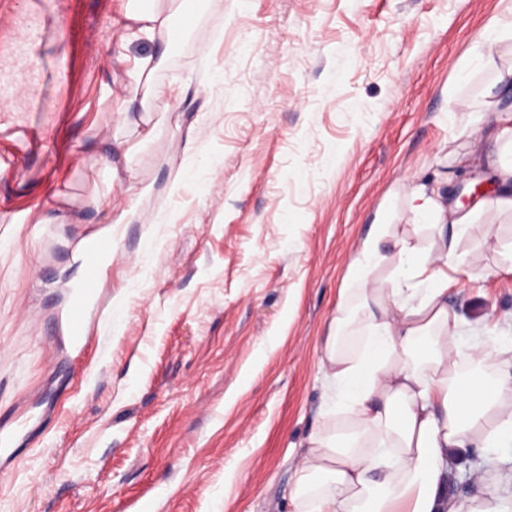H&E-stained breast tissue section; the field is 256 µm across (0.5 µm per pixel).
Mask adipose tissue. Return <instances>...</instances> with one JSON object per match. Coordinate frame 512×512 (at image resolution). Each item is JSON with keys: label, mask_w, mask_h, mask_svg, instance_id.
Returning <instances> with one entry per match:
<instances>
[{"label": "adipose tissue", "mask_w": 512, "mask_h": 512, "mask_svg": "<svg viewBox=\"0 0 512 512\" xmlns=\"http://www.w3.org/2000/svg\"><path fill=\"white\" fill-rule=\"evenodd\" d=\"M126 44L134 56L130 78L144 97L170 108L176 88L154 76L173 49L174 15L157 7L129 10ZM415 217L430 221L440 243L421 249L410 235L376 224L352 261L359 308L341 300L323 343L328 397L345 421L334 434L315 431L302 456L296 490L303 512H512V497L483 474L477 498L448 493L461 452L512 447V340L464 342L448 303L447 270L459 267L460 234L469 213L441 205L425 191L410 195ZM391 266V285L378 287L373 271ZM359 324L353 352L344 329ZM323 477L314 492L307 486Z\"/></svg>", "instance_id": "ef3b65f1"}]
</instances>
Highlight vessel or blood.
Listing matches in <instances>:
<instances>
[{
    "mask_svg": "<svg viewBox=\"0 0 512 512\" xmlns=\"http://www.w3.org/2000/svg\"><path fill=\"white\" fill-rule=\"evenodd\" d=\"M50 24L47 20L36 19L29 23L27 37L14 47L16 55L29 59L31 66L25 81L4 76L0 78V102H9L16 98L20 92H35L50 79L64 80L68 63L64 59H56L53 68L34 63L32 57L35 47L46 37ZM85 250L89 256V263L84 276L70 291L67 307L60 314V322L64 325L70 341L77 347H86L89 338V327L97 314L93 302L97 295V282L99 275V260L108 251L106 243L95 240L88 242Z\"/></svg>",
    "mask_w": 512,
    "mask_h": 512,
    "instance_id": "1",
    "label": "vessel or blood"
}]
</instances>
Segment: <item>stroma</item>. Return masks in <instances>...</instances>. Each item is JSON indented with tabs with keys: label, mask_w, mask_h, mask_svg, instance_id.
I'll return each mask as SVG.
<instances>
[{
	"label": "stroma",
	"mask_w": 512,
	"mask_h": 512,
	"mask_svg": "<svg viewBox=\"0 0 512 512\" xmlns=\"http://www.w3.org/2000/svg\"><path fill=\"white\" fill-rule=\"evenodd\" d=\"M130 0H6L0 73L31 15L68 61L39 102L0 107V512H298L308 436L334 430L320 368L377 214L416 230L409 182L444 205L492 183L462 232L458 335L512 336V212L494 199L487 97L512 72V0H186L156 79L172 109L119 114ZM66 39H58L56 29ZM155 128L145 141L143 125ZM140 194L88 160L123 168ZM495 235H487V227ZM112 241L84 353L57 314L89 238Z\"/></svg>",
	"instance_id": "stroma-1"
}]
</instances>
